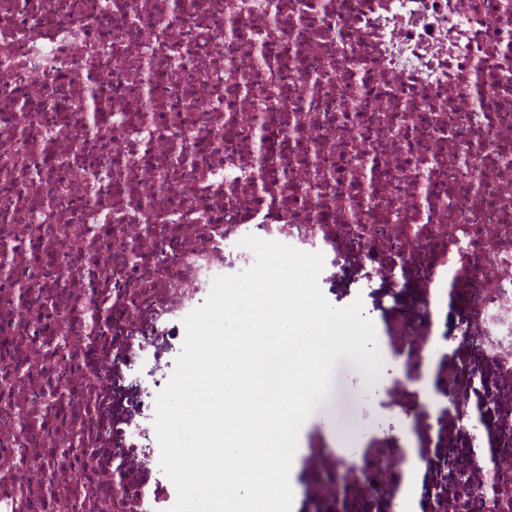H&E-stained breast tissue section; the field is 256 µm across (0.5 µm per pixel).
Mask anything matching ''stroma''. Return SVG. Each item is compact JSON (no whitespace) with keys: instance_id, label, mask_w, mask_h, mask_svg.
<instances>
[{"instance_id":"stroma-1","label":"stroma","mask_w":512,"mask_h":512,"mask_svg":"<svg viewBox=\"0 0 512 512\" xmlns=\"http://www.w3.org/2000/svg\"><path fill=\"white\" fill-rule=\"evenodd\" d=\"M319 287L337 308L362 300L363 314L382 336L388 355L382 361L381 377L370 385L350 359L338 360L329 396L300 429L296 485L312 480L315 462L331 466L354 456H372L408 438L425 457L433 455L441 441L485 446V437L468 423L476 413V398L462 406L421 411L420 393L410 383L413 370L405 356L407 344L397 330L403 306L393 305L377 283L359 285L345 277L320 282Z\"/></svg>"}]
</instances>
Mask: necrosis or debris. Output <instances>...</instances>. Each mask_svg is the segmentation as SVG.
Returning a JSON list of instances; mask_svg holds the SVG:
<instances>
[{
    "instance_id": "necrosis-or-debris-1",
    "label": "necrosis or debris",
    "mask_w": 512,
    "mask_h": 512,
    "mask_svg": "<svg viewBox=\"0 0 512 512\" xmlns=\"http://www.w3.org/2000/svg\"><path fill=\"white\" fill-rule=\"evenodd\" d=\"M253 235L460 310L512 512V0H0V512H159L149 361ZM398 462L311 489L364 512Z\"/></svg>"
}]
</instances>
